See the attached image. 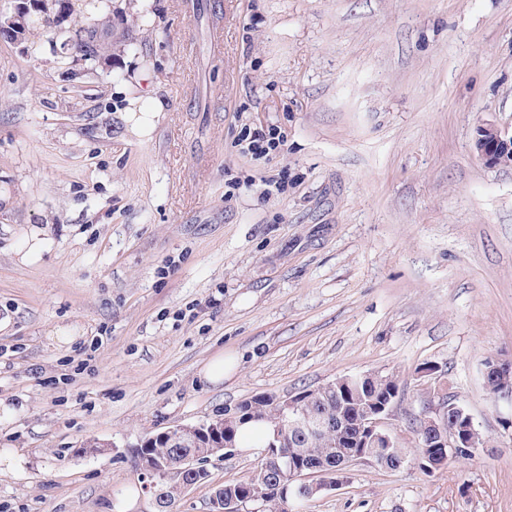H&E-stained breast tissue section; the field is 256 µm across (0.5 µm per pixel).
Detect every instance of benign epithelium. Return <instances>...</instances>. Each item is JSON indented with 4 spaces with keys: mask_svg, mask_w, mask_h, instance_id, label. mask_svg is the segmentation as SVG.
Masks as SVG:
<instances>
[{
    "mask_svg": "<svg viewBox=\"0 0 512 512\" xmlns=\"http://www.w3.org/2000/svg\"><path fill=\"white\" fill-rule=\"evenodd\" d=\"M484 135L475 139V150L483 163L490 167H497L494 151L497 144L512 140V135L500 129L493 123L483 125ZM512 374V360H496L488 363L486 376L500 377L503 385L499 389L501 394L512 392L508 377ZM388 377L379 371L354 377H339L328 381L310 393L290 395L286 398L272 396V401L278 407L280 424L275 430L274 440L268 448L262 451L261 456L272 457L281 462L288 471V483L296 493L310 497L324 489L339 488L346 484L350 468L354 465L367 463L374 466L383 464L380 450L383 448H397L399 442L390 429V420L393 416V407L399 395V387H391V394L383 395L379 399L370 398L358 403L349 402L350 394H345L340 407L336 412V433L343 435L347 426L355 428L354 437L345 441V445L336 450V467L327 464L317 465L304 461L298 449L292 452L283 451L287 441L285 430L308 428L310 430L322 429L325 424L311 419L306 413V405L319 393H336L342 388H353L360 382L372 383L386 381ZM455 408L443 399V392L437 388H430L424 396V409L420 415L422 421V434L433 439L431 448L417 455V461L422 469L432 472L440 468L453 458H469L484 447L483 435L476 427L471 415L464 409H458V416L453 425H448V409ZM224 428L223 419L215 417L207 421L191 425H176L151 435L137 444L139 453L136 454L138 472L146 481V489L153 494V504L156 512H169L171 505L166 498L159 496L156 491L158 484H168L185 492L193 487L189 477L203 473L207 465L214 458H221L231 445L224 442L220 430ZM177 436L190 439L196 443L209 444V452L201 455L190 452L181 458L176 465L161 464L154 460L147 452L146 445L155 438H168ZM264 491L258 487H246L237 497L226 503L218 498L214 499L216 510L225 512H259Z\"/></svg>",
    "mask_w": 512,
    "mask_h": 512,
    "instance_id": "1",
    "label": "benign epithelium"
}]
</instances>
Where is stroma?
<instances>
[{"label":"stroma","mask_w":512,"mask_h":512,"mask_svg":"<svg viewBox=\"0 0 512 512\" xmlns=\"http://www.w3.org/2000/svg\"><path fill=\"white\" fill-rule=\"evenodd\" d=\"M134 2L112 0L103 80L43 29L0 40V452L28 459L0 512H155L145 437L368 371L398 375L415 448L430 364L490 449L360 464L294 512H512V395L485 384L512 358V167L473 144L512 132V0ZM125 83L162 108L150 137ZM259 125L276 156L248 153ZM257 456L213 461L176 512ZM482 125H477L474 131V134L479 136L475 139V150L487 167L495 168L497 167V161L494 158V151L497 144L502 142H507L508 144V140H512V135L509 136L508 131L500 129L493 123H484L483 133L486 136H480L483 135L481 132ZM249 135L248 151L252 155H262L264 157L276 155L281 152L282 146L285 145V139L281 131L274 127L255 128L252 132L250 131Z\"/></svg>","instance_id":"obj_1"}]
</instances>
